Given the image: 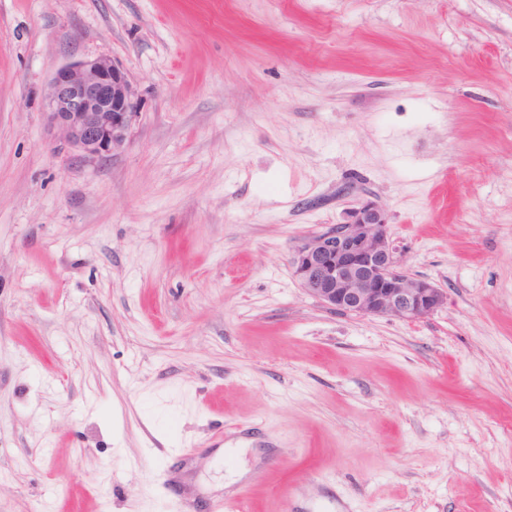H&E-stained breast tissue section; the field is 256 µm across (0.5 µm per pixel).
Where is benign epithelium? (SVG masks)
I'll use <instances>...</instances> for the list:
<instances>
[{
    "instance_id": "benign-epithelium-1",
    "label": "benign epithelium",
    "mask_w": 512,
    "mask_h": 512,
    "mask_svg": "<svg viewBox=\"0 0 512 512\" xmlns=\"http://www.w3.org/2000/svg\"><path fill=\"white\" fill-rule=\"evenodd\" d=\"M140 107L127 71L104 55L67 63L53 75L50 123L86 161L119 154ZM301 288L330 310L416 321L447 304V292L399 268L387 212L372 201L293 247Z\"/></svg>"
}]
</instances>
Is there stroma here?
<instances>
[{"label": "stroma", "instance_id": "35a3bbf8", "mask_svg": "<svg viewBox=\"0 0 512 512\" xmlns=\"http://www.w3.org/2000/svg\"><path fill=\"white\" fill-rule=\"evenodd\" d=\"M106 55L88 162L45 113ZM374 201L447 304L330 310ZM512 512V0H0V512ZM140 107L127 71L111 57H85L53 75L47 113L50 123L86 161L119 154Z\"/></svg>", "mask_w": 512, "mask_h": 512}]
</instances>
